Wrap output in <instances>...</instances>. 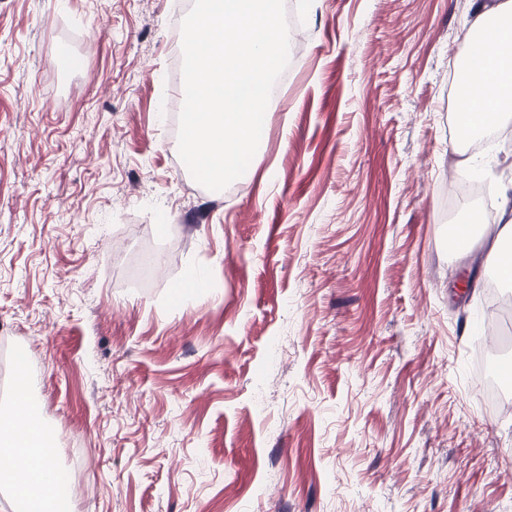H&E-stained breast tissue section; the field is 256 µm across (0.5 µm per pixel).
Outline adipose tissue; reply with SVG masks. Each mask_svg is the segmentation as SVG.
<instances>
[{"instance_id":"ef3b65f1","label":"adipose tissue","mask_w":512,"mask_h":512,"mask_svg":"<svg viewBox=\"0 0 512 512\" xmlns=\"http://www.w3.org/2000/svg\"><path fill=\"white\" fill-rule=\"evenodd\" d=\"M468 36L477 37L475 59L459 69L458 101L464 104L465 120L460 134L483 126L486 116L504 103L512 104V0L486 4L479 0ZM52 434L35 405L18 397L13 407L0 412V484L17 488L16 512H68L53 495L57 467Z\"/></svg>"}]
</instances>
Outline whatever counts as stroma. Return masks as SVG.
Masks as SVG:
<instances>
[{"instance_id":"35a3bbf8","label":"stroma","mask_w":512,"mask_h":512,"mask_svg":"<svg viewBox=\"0 0 512 512\" xmlns=\"http://www.w3.org/2000/svg\"><path fill=\"white\" fill-rule=\"evenodd\" d=\"M192 2L0 0V406L52 427L70 512H512L495 267L444 221L448 182L512 190L452 110L476 0H287L283 100L218 192L174 136Z\"/></svg>"}]
</instances>
